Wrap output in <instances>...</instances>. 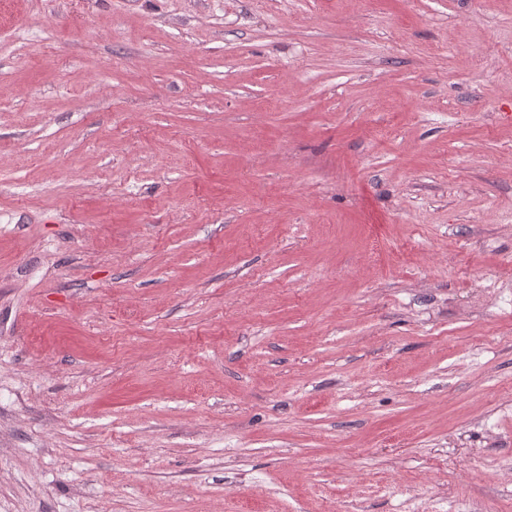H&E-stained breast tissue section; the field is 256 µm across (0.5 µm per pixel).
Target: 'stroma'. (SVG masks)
<instances>
[{"mask_svg": "<svg viewBox=\"0 0 512 512\" xmlns=\"http://www.w3.org/2000/svg\"><path fill=\"white\" fill-rule=\"evenodd\" d=\"M0 512H512V0H0Z\"/></svg>", "mask_w": 512, "mask_h": 512, "instance_id": "35a3bbf8", "label": "stroma"}]
</instances>
